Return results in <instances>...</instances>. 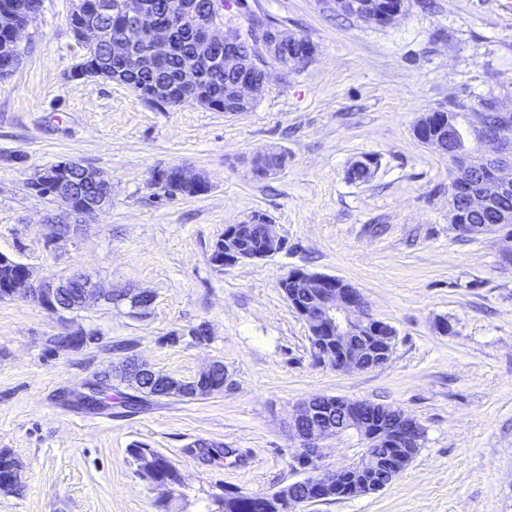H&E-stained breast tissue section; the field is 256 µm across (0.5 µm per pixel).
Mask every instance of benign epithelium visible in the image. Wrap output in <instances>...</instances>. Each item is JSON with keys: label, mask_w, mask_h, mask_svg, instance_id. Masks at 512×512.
Here are the masks:
<instances>
[{"label": "benign epithelium", "mask_w": 512, "mask_h": 512, "mask_svg": "<svg viewBox=\"0 0 512 512\" xmlns=\"http://www.w3.org/2000/svg\"><path fill=\"white\" fill-rule=\"evenodd\" d=\"M329 7L358 18L360 21L377 26L392 24L404 10L402 0H329ZM121 11L124 26L117 32L93 23L79 21L73 35L87 49V55L75 67L74 76L100 78L130 86L135 82L139 70L146 64L169 57L175 48L173 27H162L157 23L151 4L146 0H122ZM181 11L191 18L197 34L201 53L222 61L224 69L235 70L242 66L239 54L231 47L236 38L224 32V26L217 19L198 16L194 4L184 0ZM27 22L8 10H0V33H5L11 46L20 49L19 41ZM266 41L272 53L286 47L300 44L297 36L271 27ZM106 44L112 57L122 63L119 70L102 69L89 65L96 49ZM149 96L155 101L170 105L192 102L203 108H211L209 97L200 89L196 69L184 68L177 81L171 85L155 86ZM259 96L256 83L241 79L233 88V111L241 114L247 111ZM493 105L499 112L500 124L489 126L480 117L471 119L472 136L478 146L475 152L457 153L453 160L457 175L477 167L483 168V177L476 185L468 181L460 183L468 195L470 207L485 209L498 200L512 195V111L498 102ZM457 118L453 109H434L420 118L414 134L425 146L440 149L445 134L452 132ZM288 156L277 148H268L248 159L251 171L259 169L271 177L282 172ZM64 172L67 177L58 182L53 197L61 200L68 211L75 215L102 213L112 204V184L94 168L74 161H61L53 170L37 173L29 182V188L36 190L41 183L49 180L53 172ZM93 185L97 191L86 196L75 188L76 182ZM286 240L275 225L259 212L252 213L239 224L230 225L224 236L218 239V249L224 252V266L231 267L246 261L269 259L282 252ZM72 282L81 285L75 303L64 305L65 288ZM289 306L309 326L310 335L318 340L312 358L319 364L329 365L340 372L363 368L361 358L372 354L375 365L385 364L391 356L392 341L386 336H376V345H371L367 336L370 326L368 303L361 291L335 276L308 273L296 270L279 281ZM112 292L105 291L89 274L76 273L67 277L35 276L33 269L24 266L23 277L13 285L11 297L23 298L37 303L44 310L60 314L71 309H84L100 301L110 302ZM141 375L151 377L155 382L171 390L192 391L196 378L210 375L218 367L212 362L196 378L178 379L153 369L146 361L135 358ZM372 402L335 396H316L300 404L289 430L299 442L300 466L313 467L312 474L302 483L308 490L319 488L323 491L336 488V496L361 495L377 492L386 487L380 482L384 477H394L404 470L418 453L417 437L422 426L403 411L382 407V418L371 424ZM354 431L363 443L364 451L359 460L341 467L317 465L322 459L323 443L326 439ZM307 497L299 494L294 485L284 486L266 497V507L277 508L282 503H302Z\"/></svg>", "instance_id": "7a95c632"}]
</instances>
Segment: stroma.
Instances as JSON below:
<instances>
[{"label": "stroma", "instance_id": "stroma-1", "mask_svg": "<svg viewBox=\"0 0 512 512\" xmlns=\"http://www.w3.org/2000/svg\"><path fill=\"white\" fill-rule=\"evenodd\" d=\"M247 2L316 52L287 79L271 75L236 116L192 103L159 109L125 85L74 77L84 49L69 26L72 0H43L23 33L20 64L0 81V253L41 276L87 273L154 302L53 314L0 300V448L22 475L20 491L0 495V512H160L164 497L167 512H214L225 490L273 492L306 476L288 421L316 395L403 410L424 439L383 490L301 512H512L505 232L452 231L453 166L413 132L423 113L457 99L512 108V0H408L384 27L330 17L319 0ZM268 147L286 152L288 166L260 180L242 159ZM364 154L379 163L374 177L350 181ZM63 159L102 172L112 204L56 242L47 225L63 209L27 183ZM173 165L204 176L207 192L172 199L151 185L155 169ZM255 212L285 249L214 266L225 225ZM294 270L358 288L396 331L390 359L351 372L315 364L308 326L278 286ZM201 324L206 341L184 337ZM79 331L96 343L58 346ZM127 340L178 377L222 360L223 392L132 413L116 391L97 413L70 408L66 393L119 362L114 346ZM135 444L170 459L185 487L169 497L144 479Z\"/></svg>", "mask_w": 512, "mask_h": 512}]
</instances>
